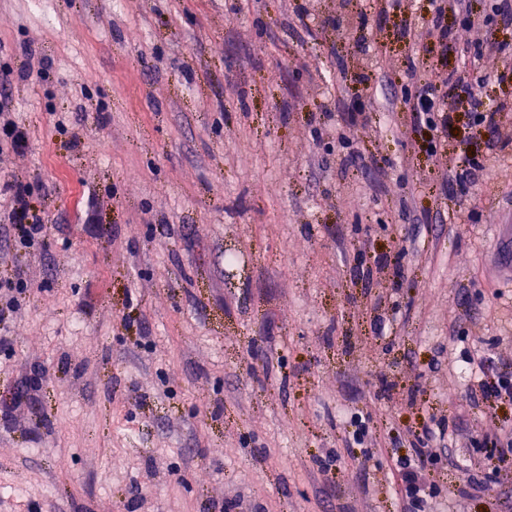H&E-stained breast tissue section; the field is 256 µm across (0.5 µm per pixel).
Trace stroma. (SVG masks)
I'll list each match as a JSON object with an SVG mask.
<instances>
[{"label": "stroma", "instance_id": "obj_1", "mask_svg": "<svg viewBox=\"0 0 512 512\" xmlns=\"http://www.w3.org/2000/svg\"><path fill=\"white\" fill-rule=\"evenodd\" d=\"M444 6L454 39L429 55L452 71L477 35ZM423 13L0 0V110L28 138L0 186L46 226L24 246L0 196L27 282L0 512H402L397 458L454 422L427 512H512V479L459 495L476 442L512 439L466 365L512 369V178L442 183L496 153L461 110L422 150L405 100L432 70L400 31ZM447 180L458 183L472 180L480 183L485 190L495 189L499 181L490 177L489 170L475 156L467 153L462 154L455 165L448 167L444 182L447 183Z\"/></svg>", "mask_w": 512, "mask_h": 512}]
</instances>
